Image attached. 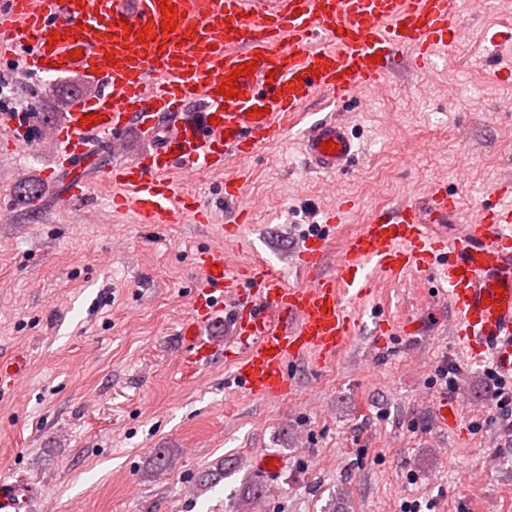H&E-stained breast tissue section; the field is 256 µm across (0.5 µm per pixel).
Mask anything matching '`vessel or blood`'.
<instances>
[{
    "label": "vessel or blood",
    "instance_id": "b4317fda",
    "mask_svg": "<svg viewBox=\"0 0 512 512\" xmlns=\"http://www.w3.org/2000/svg\"><path fill=\"white\" fill-rule=\"evenodd\" d=\"M165 4L179 12L171 30L160 27ZM453 17L454 0H0V56L21 53L37 80L76 74L94 83L96 93L50 129L59 168L88 160L97 140L123 146L137 128L150 148L113 160L96 184L140 223L176 224L201 208L172 171L191 178L223 169L297 125L311 167L345 170L354 139L335 114L309 120L312 103L377 95L407 51L417 68L432 67L438 49L457 39ZM149 24L156 35L138 38ZM252 61L253 73L233 76ZM228 79L238 92L231 99L219 93ZM493 195L450 235L439 226L453 220L457 201L432 182L422 201L373 211L341 239L332 273L323 269L328 235H309L294 285L268 262L232 266L223 252L200 253L203 288L180 330L185 360L208 365L214 343L203 331L225 321L238 345L236 383L259 399L281 397L293 363L317 367L346 347L354 330L347 300L367 296L376 275L413 273L444 283L456 336L478 361L512 377V178ZM456 409L454 398L441 396L439 424L455 427Z\"/></svg>",
    "mask_w": 512,
    "mask_h": 512
}]
</instances>
